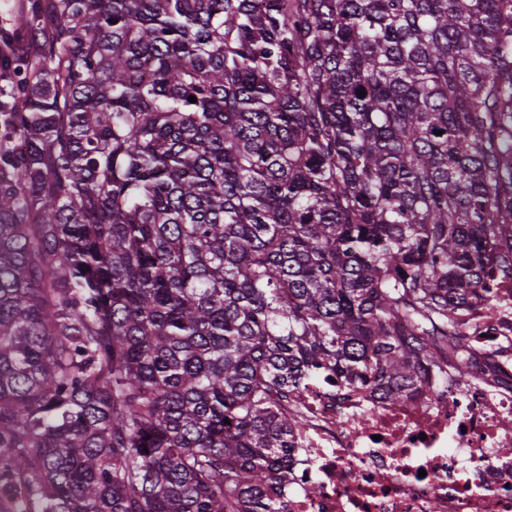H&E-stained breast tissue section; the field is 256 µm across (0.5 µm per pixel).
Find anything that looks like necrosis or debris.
Instances as JSON below:
<instances>
[{
	"label": "necrosis or debris",
	"mask_w": 512,
	"mask_h": 512,
	"mask_svg": "<svg viewBox=\"0 0 512 512\" xmlns=\"http://www.w3.org/2000/svg\"><path fill=\"white\" fill-rule=\"evenodd\" d=\"M455 320L473 352L465 376L392 403L367 386L307 384L288 419L280 512H512V275L488 264Z\"/></svg>",
	"instance_id": "obj_1"
}]
</instances>
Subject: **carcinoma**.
<instances>
[{"label": "carcinoma", "instance_id": "cac0c4a2", "mask_svg": "<svg viewBox=\"0 0 512 512\" xmlns=\"http://www.w3.org/2000/svg\"><path fill=\"white\" fill-rule=\"evenodd\" d=\"M18 11L0 512H278L280 401L465 374L452 312L512 232V0Z\"/></svg>", "mask_w": 512, "mask_h": 512}]
</instances>
